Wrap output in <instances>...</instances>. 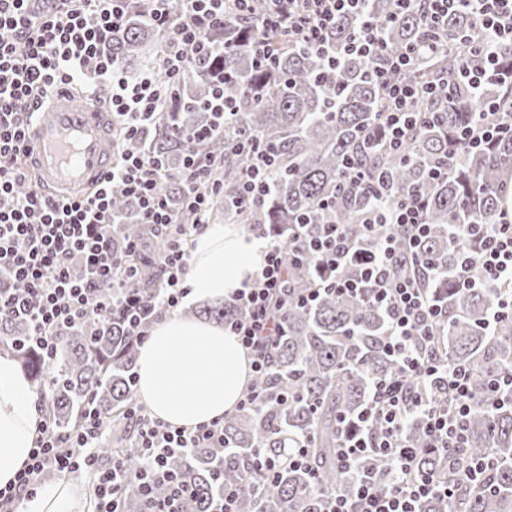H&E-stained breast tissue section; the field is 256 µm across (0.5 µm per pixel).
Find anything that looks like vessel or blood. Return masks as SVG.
I'll return each instance as SVG.
<instances>
[{
  "instance_id": "1",
  "label": "vessel or blood",
  "mask_w": 512,
  "mask_h": 512,
  "mask_svg": "<svg viewBox=\"0 0 512 512\" xmlns=\"http://www.w3.org/2000/svg\"><path fill=\"white\" fill-rule=\"evenodd\" d=\"M112 114L103 99L61 85L30 121L26 167L39 193L65 200L90 194L114 163Z\"/></svg>"
}]
</instances>
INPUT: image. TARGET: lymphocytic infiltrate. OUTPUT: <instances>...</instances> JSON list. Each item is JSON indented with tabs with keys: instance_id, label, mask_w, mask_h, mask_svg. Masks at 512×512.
<instances>
[{
	"instance_id": "obj_1",
	"label": "lymphocytic infiltrate",
	"mask_w": 512,
	"mask_h": 512,
	"mask_svg": "<svg viewBox=\"0 0 512 512\" xmlns=\"http://www.w3.org/2000/svg\"><path fill=\"white\" fill-rule=\"evenodd\" d=\"M156 2L149 21L165 34L160 68L131 81L108 51L114 30L126 19L127 0H0V33H10L6 39L0 36V271L25 287L20 294L0 291V313L25 321L26 343L48 358L61 330L87 318L106 320L120 312L131 334L144 339L157 308L176 311L186 295L188 241L207 224L212 199L224 192L211 177L209 159L189 154L182 191L194 220L175 224L163 190L166 172L161 162L133 152L121 154L107 181L92 195L60 201L18 191L27 180L26 126L54 85L108 87L118 139L144 138L168 98L170 82L185 74L190 54L208 50V30L223 27L227 5L244 12L250 0H182L183 13L176 20L168 14L167 0ZM271 2L263 27L282 32L290 44L303 48L323 49L337 15L357 16L358 26L344 51L373 63L371 75L385 100L382 137L388 148L400 150L412 127L431 120V113L416 111L415 105L419 99L439 95L441 85L401 79V72L414 63L412 50L377 65L383 46L364 0ZM464 9L489 35L479 47L481 66L469 74L470 85L477 88L486 69L496 65V41L512 40V0H428L423 47L432 48L449 14ZM506 133H512V117L500 119L497 104L489 102L480 122L463 126L459 138L477 149ZM237 147L251 159L237 199L238 205L249 206L269 193L277 153L252 137L238 140ZM349 184L371 193L379 206L365 226L364 240L352 239L343 225L328 223L316 237L295 245V252L316 271L315 286L301 301L313 302L327 290L340 296L368 292L370 302L388 317L385 346L400 373L376 380L362 410L343 428L336 461L351 474L354 494L328 499L323 512H418L420 502L432 493L452 494L448 483L421 472L417 460L425 451L445 453L460 447L470 414L469 375L428 348L443 318L436 299L414 279L392 272L405 261L424 263L416 251L429 232L424 198L411 192L397 205H385L388 188L355 163L349 167ZM117 189L138 200L143 223L153 225L165 238L157 256L166 276L160 293L142 296L135 291L136 271L127 267L126 256L137 250L136 242H127L123 253L112 251V194ZM472 240L479 242L478 251L470 250ZM451 241L459 257L460 284L512 286L511 222L456 224ZM233 300L243 314L229 329L252 354L254 374H265L268 351L283 330L288 308L287 265L277 242L266 241L265 260L251 288L237 292ZM439 380L448 386L445 407L435 405L426 393L427 386ZM126 416L134 424V447L151 463L138 485L145 512H182V503L193 489L183 476L168 469L167 461L192 448L223 447V420L176 429L151 418L137 402ZM415 418L423 421L428 436L422 449L404 438L407 424ZM106 432L104 417L91 403L85 407L81 428L72 432L61 431L49 417H42L29 462L13 487L0 489V512H15L22 495L33 494L48 474L89 475L94 512H124L125 476L132 460L118 454L108 466L100 465L96 450ZM370 454L392 465L387 489H380L361 466Z\"/></svg>"
}]
</instances>
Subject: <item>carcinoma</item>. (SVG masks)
Instances as JSON below:
<instances>
[{"mask_svg":"<svg viewBox=\"0 0 512 512\" xmlns=\"http://www.w3.org/2000/svg\"><path fill=\"white\" fill-rule=\"evenodd\" d=\"M417 0L399 13L396 0H370L368 9L379 23L384 55L399 54L422 38V6ZM152 0H130L128 18L112 34L110 50L125 71L159 67L163 33L148 22ZM266 0H252L241 15L230 8L224 30L211 31L210 50L191 56L183 79L176 83L170 104L157 112L145 140L128 141L125 148L143 151L167 166L164 189L175 201L180 224L192 222L182 199V166L189 152L213 160L215 179L224 195L215 203H230L240 190L250 164L234 148L246 132L278 149V164L271 192L261 203L241 212L229 207L224 218L262 231L281 244L288 266V318L284 336L272 351L271 369L253 379L265 402L257 410L224 417L223 449L194 448L171 462L193 488L186 512H211L212 503L233 481L239 489L241 512H322L327 496L350 488V477L336 465L340 418L351 419L364 406L376 379L397 374L394 359L384 351L386 315L366 297L324 293L302 306L296 298L314 285L315 273L306 262L294 260L295 235L314 236L321 225H344L353 238L362 236V224L374 210L372 196L339 188L356 160L368 172L386 170L393 185L392 204L407 190H418L426 200L425 219L430 232L418 250L435 265L426 276L418 266L401 264L397 273L410 276L437 297L445 315L437 330L435 349L449 362L468 370L471 413L462 447L443 459L434 454L420 458V470L436 477L446 473L454 484L450 498L433 496L420 504L421 512H512V402L496 405L492 388L512 369V319H502L492 331L484 323L508 288H462L452 278L456 251L448 236L450 224H492L497 221L502 196L500 183L512 174V136L499 139L481 152L465 149L457 139L458 127L477 121L482 101L502 105L512 113V41L495 45L504 80L489 82L482 94L471 92L464 72L478 61L477 47L488 34L460 12L448 17L438 49L422 51L403 79L448 84V95L418 105L423 112H439L442 120L413 128L401 151L367 148L363 135L381 131L383 99L370 79L369 61L343 53L357 27V18L336 19L327 40V52L296 48L280 34L261 27ZM264 39L272 45L273 64H254L251 44ZM340 60L335 83L320 78L326 54ZM234 102V126L205 140L193 133L211 127L214 117L207 102L219 86ZM448 163V176L432 177V169ZM137 204L117 191L112 214L120 224L113 243L121 250L134 240L142 251L129 257L137 270V289L155 294L164 287L156 261L162 240L140 224ZM239 314L231 304L208 306L203 315L224 321ZM27 332L24 322L0 316V345L19 360L41 395V409L63 431L80 426L88 398L111 421L112 440L99 448L105 464L114 453L137 455L131 447L132 424L125 412L135 398L129 377L135 374L137 337L119 314L108 321L96 317L81 321L59 338L55 362L11 339ZM308 446L307 464L294 463L297 449ZM260 450L278 462L279 474L258 496L248 478L252 452ZM492 465L483 480L472 481L464 469L479 460ZM369 465L380 487L390 482V464L374 457ZM126 510L140 512L135 471L126 478Z\"/></svg>","mask_w":512,"mask_h":512,"instance_id":"obj_1","label":"carcinoma"}]
</instances>
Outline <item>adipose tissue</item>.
Instances as JSON below:
<instances>
[{"label": "adipose tissue", "instance_id": "1", "mask_svg": "<svg viewBox=\"0 0 512 512\" xmlns=\"http://www.w3.org/2000/svg\"><path fill=\"white\" fill-rule=\"evenodd\" d=\"M264 260L260 239L238 224H209L195 238L184 283L186 303L217 302L250 288ZM252 373L250 354L223 325L163 315L137 357L138 392L149 414L194 428L234 413ZM41 414L16 361L0 355V488L29 459ZM83 488L50 483L23 499L21 512H84Z\"/></svg>", "mask_w": 512, "mask_h": 512}]
</instances>
